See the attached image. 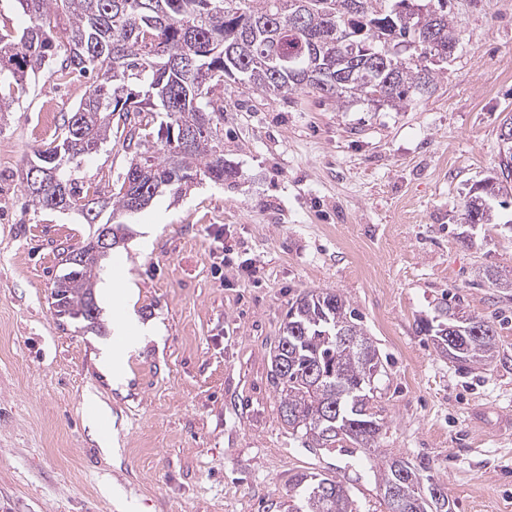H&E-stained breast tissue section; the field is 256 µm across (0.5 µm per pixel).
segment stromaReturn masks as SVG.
Returning a JSON list of instances; mask_svg holds the SVG:
<instances>
[{
    "label": "stroma",
    "instance_id": "1",
    "mask_svg": "<svg viewBox=\"0 0 512 512\" xmlns=\"http://www.w3.org/2000/svg\"><path fill=\"white\" fill-rule=\"evenodd\" d=\"M456 52L436 89L409 105H340L228 82L224 184L161 194L130 219L133 236L103 280L136 287L131 316L158 334L130 351L124 378L103 372L102 331L60 318L50 292L59 252L95 231L78 214L22 200L27 158L93 77L28 82L0 121V512H286L296 474L341 480L356 512H386L380 453L409 459L454 512H512V194L489 224L462 203L499 176L512 115V0H448ZM121 134L83 160L91 197L121 184ZM346 297L384 366L374 381L379 450L310 448L280 418L271 353L305 291ZM444 301L494 323L496 357L462 369L418 323Z\"/></svg>",
    "mask_w": 512,
    "mask_h": 512
}]
</instances>
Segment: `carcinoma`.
Returning a JSON list of instances; mask_svg holds the SVG:
<instances>
[{
  "label": "carcinoma",
  "instance_id": "carcinoma-1",
  "mask_svg": "<svg viewBox=\"0 0 512 512\" xmlns=\"http://www.w3.org/2000/svg\"><path fill=\"white\" fill-rule=\"evenodd\" d=\"M29 24L14 35L0 31V116L11 111L15 92L50 68L96 73V85L63 119L53 141L34 151L24 169L54 173L43 188L24 185L26 205L39 212L77 213L94 224L108 209V246L95 235L74 251L63 250L65 273L51 296L61 318L95 328L94 287L101 260L125 241L123 221L163 191L179 195L197 181L224 184L233 171L224 165V105L214 99L227 81L252 92L292 95L306 88L338 102L352 99L396 106L432 93L436 72L432 49L421 39L431 28L446 43L456 42L448 13L430 8L409 14L408 0L376 8L373 0H305V22L291 27L296 0H16ZM63 17V40L52 33V18ZM377 39L387 67L368 69L336 87V47ZM130 126L132 157L117 191L106 199L84 193L77 172L99 151L114 125ZM156 136L155 141L149 137ZM496 177L480 196L508 194ZM421 329L460 367L486 366L494 358L498 333L491 322L458 305L440 307ZM357 338L348 346L340 332ZM383 369L361 315L332 291H308L288 309L273 349L270 379L279 394V413L292 434L316 448L348 441L374 448L382 430L372 411L374 379ZM397 459L383 461L384 492L398 484V499H385L388 512H452L448 499L410 462L398 479ZM289 512H353L341 481L318 474L295 477Z\"/></svg>",
  "mask_w": 512,
  "mask_h": 512
}]
</instances>
